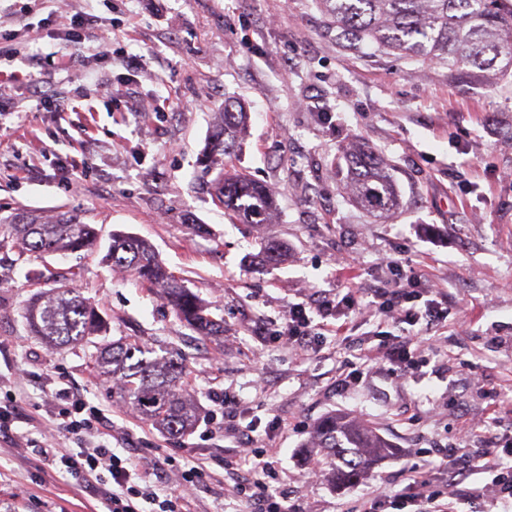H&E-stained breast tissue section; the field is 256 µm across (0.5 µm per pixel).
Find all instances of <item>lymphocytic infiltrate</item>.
Wrapping results in <instances>:
<instances>
[{
  "label": "lymphocytic infiltrate",
  "instance_id": "1",
  "mask_svg": "<svg viewBox=\"0 0 512 512\" xmlns=\"http://www.w3.org/2000/svg\"><path fill=\"white\" fill-rule=\"evenodd\" d=\"M385 265L400 271L393 286L350 288L335 301L313 308L303 303L291 304L278 333L279 348L297 355L307 353L316 336V319L329 318L338 307L353 312L368 308L386 316L395 313L401 323L407 324V331L384 341L377 353L362 355V364L371 366L378 358L400 376L413 374V355L429 343L431 332L443 321L448 293L443 288L426 287L422 274L412 268L402 269L395 258H386ZM418 301L423 302V310L415 309ZM20 384V379L10 380L9 390L0 397V437L17 448L22 457L39 459L69 473L77 484L100 498L104 512H188L190 496L207 479L203 468L184 464L176 487L156 491L143 480L141 472L149 467L173 465V457L115 453L107 416L62 380L49 404L51 437H30L18 429L23 410L14 389ZM70 440L80 441V448L67 449ZM273 455L270 448L250 449L248 468L237 475L227 491L239 502L241 512H297L289 504L287 493L273 484ZM439 456L436 464L405 465L400 490L390 494L375 492L351 506L349 512H459L460 504L483 497L490 505L499 504L505 512H512V448H487L477 455L467 454L462 448H443ZM107 475L111 476L112 485L105 488L101 482Z\"/></svg>",
  "mask_w": 512,
  "mask_h": 512
}]
</instances>
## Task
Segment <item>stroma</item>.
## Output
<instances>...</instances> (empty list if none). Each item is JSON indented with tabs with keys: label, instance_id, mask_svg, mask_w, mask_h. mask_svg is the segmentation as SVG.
I'll return each mask as SVG.
<instances>
[{
	"label": "stroma",
	"instance_id": "35a3bbf8",
	"mask_svg": "<svg viewBox=\"0 0 512 512\" xmlns=\"http://www.w3.org/2000/svg\"><path fill=\"white\" fill-rule=\"evenodd\" d=\"M1 32L0 50L17 58L0 64V219L69 211L99 231L94 250L68 255L0 243V377L27 375L25 430L50 432L53 381L69 380L132 433L116 452L176 458L152 484L174 486L179 464L191 462L211 477L191 512H236L224 458L244 456L252 422L253 445L274 449L275 484L291 503L345 512L378 487L398 490L404 463L453 447L491 397L512 399V181L503 177L512 171V72L465 79L436 62L349 49L316 0H0ZM131 53L141 69L129 66ZM228 100L246 108L250 126L227 165L274 195L271 223L225 212L198 163ZM359 143L395 169L394 214L376 218L350 194L345 156ZM115 232L149 242L210 305L223 348L107 261ZM267 242L287 246V259L266 264ZM386 256L449 295L439 352L413 378L379 365L340 385L345 357L401 329L364 310L334 314L347 332H325L304 357L277 347L272 333L289 304L395 282ZM342 259L355 272L340 270ZM65 278L107 321V336L53 348L27 333L28 301ZM120 338L182 358L196 430L160 432L117 401L91 355ZM331 413L373 426L394 455L356 484L309 482L311 432ZM19 488L28 496L16 512L102 510L73 479L0 443V501Z\"/></svg>",
	"mask_w": 512,
	"mask_h": 512
}]
</instances>
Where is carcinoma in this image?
Masks as SVG:
<instances>
[{
  "label": "carcinoma",
  "mask_w": 512,
  "mask_h": 512,
  "mask_svg": "<svg viewBox=\"0 0 512 512\" xmlns=\"http://www.w3.org/2000/svg\"><path fill=\"white\" fill-rule=\"evenodd\" d=\"M327 28L349 46L365 44L409 57L448 65L451 71L479 77L491 70L512 69V0H319ZM211 135L208 164L217 156L235 154L248 129V113L226 103ZM349 186L354 200L372 213H391L400 197L388 165L360 147L347 157ZM218 197L224 206L254 224L270 223L275 199L267 188L245 176L219 171ZM98 232L75 214L31 215L24 221L0 220V236L22 250L43 256L80 252L94 246ZM112 265L130 270L141 281L160 289L177 317L204 337L224 335L205 302L160 262L143 240L112 234L107 254ZM27 329L54 347L83 344L107 332L108 323L73 286L59 283L27 307ZM94 365L116 381L118 399L136 415L171 435L189 432L197 418L194 404L181 394L176 380L184 366L172 358H149L133 342L114 341L97 349ZM316 466L339 484L360 482L367 468L391 451L376 430L354 417L331 414L315 428Z\"/></svg>",
  "instance_id": "carcinoma-1"
}]
</instances>
